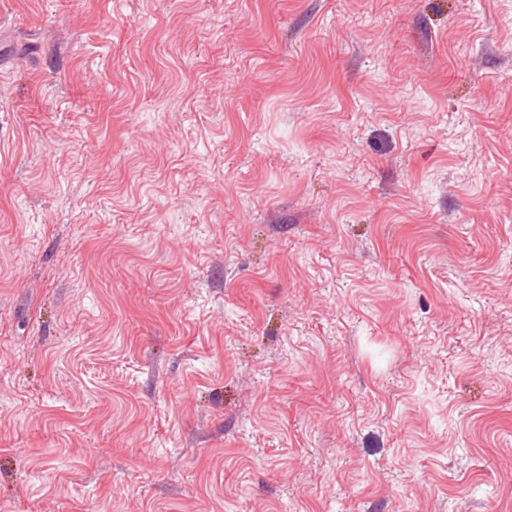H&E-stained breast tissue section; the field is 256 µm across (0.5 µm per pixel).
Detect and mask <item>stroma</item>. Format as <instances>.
<instances>
[{
	"instance_id": "obj_1",
	"label": "stroma",
	"mask_w": 512,
	"mask_h": 512,
	"mask_svg": "<svg viewBox=\"0 0 512 512\" xmlns=\"http://www.w3.org/2000/svg\"><path fill=\"white\" fill-rule=\"evenodd\" d=\"M0 50V512H512V0Z\"/></svg>"
}]
</instances>
